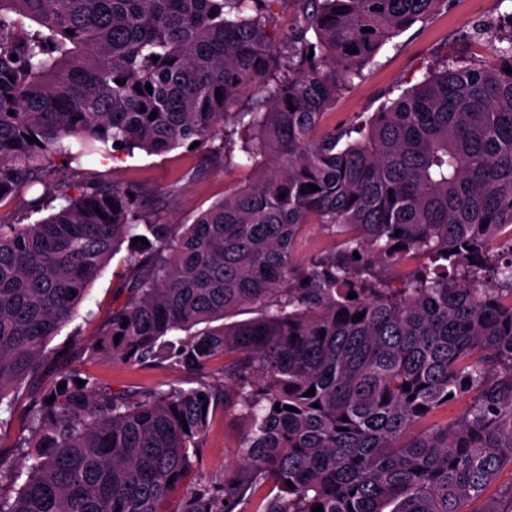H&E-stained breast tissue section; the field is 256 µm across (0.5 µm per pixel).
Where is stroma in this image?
<instances>
[{
	"label": "stroma",
	"instance_id": "1",
	"mask_svg": "<svg viewBox=\"0 0 512 512\" xmlns=\"http://www.w3.org/2000/svg\"><path fill=\"white\" fill-rule=\"evenodd\" d=\"M509 11L512 0H449L439 14L415 23L382 48L373 65L337 98L328 124L344 126L377 111L388 91L420 82L441 60L484 56V45L470 38L473 29L480 23H499ZM248 175L247 168L225 167L223 159L214 157L206 143L195 148L182 146L165 154L136 149L108 158L89 156L76 173L55 162L46 178L73 184L81 177H100L121 185L132 184L145 194L165 197L166 204L155 212V221L189 224L221 197L225 188ZM126 276L124 256L116 254L90 287L76 317L60 331L58 342L74 337L82 348L95 343L107 330L113 306L122 301L118 286ZM76 363L102 388L111 391L172 386L187 389L203 381L216 386L224 382V362L220 359L203 377L162 364H125L103 356L91 359L83 352L77 354ZM243 431L244 424L233 408L217 410L198 466L199 479L210 480L235 466Z\"/></svg>",
	"mask_w": 512,
	"mask_h": 512
}]
</instances>
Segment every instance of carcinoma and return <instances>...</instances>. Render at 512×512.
Instances as JSON below:
<instances>
[{"label": "carcinoma", "mask_w": 512, "mask_h": 512, "mask_svg": "<svg viewBox=\"0 0 512 512\" xmlns=\"http://www.w3.org/2000/svg\"><path fill=\"white\" fill-rule=\"evenodd\" d=\"M272 2L0 0V204L66 199L36 224L0 216L3 412L40 380L26 472L0 454V482L23 480L0 512H245L263 489L255 512H468L512 465V30L338 128L353 78L447 0H302L281 36ZM216 137L251 175L190 224L152 220L132 186L44 180L57 155ZM308 224L333 245L304 261ZM123 248L127 296L85 352L194 373L222 356L224 390L106 393L75 343L47 350ZM229 404L238 462L198 481Z\"/></svg>", "instance_id": "carcinoma-1"}]
</instances>
